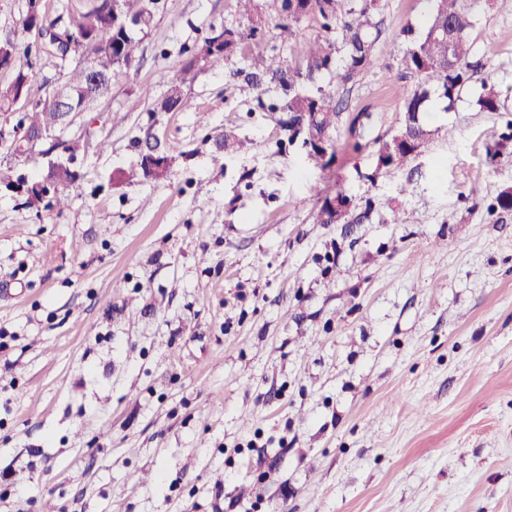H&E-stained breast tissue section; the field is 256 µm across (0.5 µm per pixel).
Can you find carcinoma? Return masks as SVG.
<instances>
[{
    "instance_id": "obj_1",
    "label": "carcinoma",
    "mask_w": 512,
    "mask_h": 512,
    "mask_svg": "<svg viewBox=\"0 0 512 512\" xmlns=\"http://www.w3.org/2000/svg\"><path fill=\"white\" fill-rule=\"evenodd\" d=\"M379 10L378 0H297L293 12L282 4L278 28L281 34L288 35L290 55L302 60L305 68L287 67L281 58L261 53L247 58V76L256 85L269 78L285 88L283 102L271 104L268 109L286 114L281 125L287 132L288 142L301 140L309 150L308 156L316 162L324 160L333 149L332 135L341 109L335 101V90L312 86L314 76L321 71H334L336 85H353L360 75L378 65ZM307 16L315 17L327 35L313 39L296 37L293 23ZM154 19V0H91L85 11L60 27L57 21L43 16L31 0L23 27L53 31V36L63 45V60L83 50L89 52V58L84 65L58 79L51 86V92L24 112L14 127L25 125L36 129L51 123L54 120L51 96L56 89L69 94L81 110L89 109L96 102L94 98L85 97L89 73L116 75L134 66L139 61L141 44L134 31L147 32ZM472 27L473 17L464 0H432L424 32L416 36L412 27L404 30L410 39L401 59L402 70L417 78L418 83L403 102L404 119L400 131L379 141L377 170L388 173L396 164L416 155L414 141L430 135L423 114L427 111L431 93L452 103L461 88L474 79L475 72L470 63L472 44L468 38ZM256 32L254 26L248 29L226 26L205 37L188 63L168 80L167 90L157 102L156 110H189L191 102L184 87L195 79L198 64L210 68L224 65V60L230 58L245 40L255 37ZM32 52L29 45L0 43V53L3 54L0 69L13 70L12 80L0 86V116L11 117L19 93L28 92L30 72L17 60L22 56L29 57ZM499 103L500 92L496 86L483 83V93L478 100L480 109L495 112ZM170 165L171 158L157 143L147 147L139 164L122 173V178L129 181L160 180L167 176ZM58 178V187L46 197L34 187L28 189L23 194L24 205L36 211L49 206L61 210L67 206L69 190L79 180V174L61 169ZM344 206H350V199L340 191L325 198L316 214V223L342 221L349 224L365 217L363 213L354 215L350 209L339 215Z\"/></svg>"
}]
</instances>
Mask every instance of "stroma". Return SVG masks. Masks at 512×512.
Returning a JSON list of instances; mask_svg holds the SVG:
<instances>
[{"label":"stroma","mask_w":512,"mask_h":512,"mask_svg":"<svg viewBox=\"0 0 512 512\" xmlns=\"http://www.w3.org/2000/svg\"><path fill=\"white\" fill-rule=\"evenodd\" d=\"M468 2L477 79L432 98L429 140L387 174L403 28L431 0H380L379 65L337 90L325 167L288 143L277 84L227 78L287 56L269 0L190 110L156 111L240 22L237 0H160L139 62L53 135L80 144L69 209L0 191V512H512V0ZM27 9L0 0L1 42L39 43ZM28 64L20 113L63 70ZM152 136L167 177L119 179ZM339 189L366 220L316 222ZM257 27L248 29L240 26H224L219 32H213L205 37L203 44L191 56L188 63L180 72L167 82V90L156 104L159 112L188 111L191 102L184 93L186 83H191L199 72V62L210 68L224 65V60L230 58L241 44L256 36Z\"/></svg>","instance_id":"1"}]
</instances>
